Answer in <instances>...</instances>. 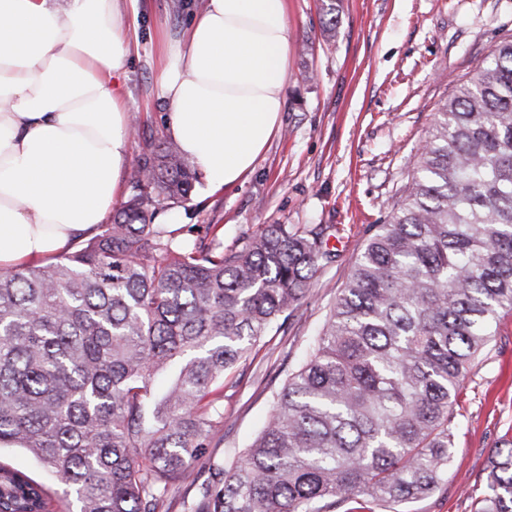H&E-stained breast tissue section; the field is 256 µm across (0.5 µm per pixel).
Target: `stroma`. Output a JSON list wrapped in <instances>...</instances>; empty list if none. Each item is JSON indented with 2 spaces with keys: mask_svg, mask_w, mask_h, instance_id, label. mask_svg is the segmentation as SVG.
Segmentation results:
<instances>
[{
  "mask_svg": "<svg viewBox=\"0 0 512 512\" xmlns=\"http://www.w3.org/2000/svg\"><path fill=\"white\" fill-rule=\"evenodd\" d=\"M339 6L332 33L322 23ZM205 0H131L132 56L122 78L130 109L129 154L165 137L158 86L159 35L181 38ZM294 32L282 124L253 172L209 192L195 182L181 202L183 225L220 224L224 247L267 224L326 225L333 258L286 325L268 333L224 377V421L207 457L233 461L259 431L274 395L294 370L343 288L369 225L385 223L412 174L439 103L504 38L512 0H289ZM460 428L448 480L406 512H475L470 489L486 481L488 459L512 439V312L503 313L457 401Z\"/></svg>",
  "mask_w": 512,
  "mask_h": 512,
  "instance_id": "obj_1",
  "label": "stroma"
}]
</instances>
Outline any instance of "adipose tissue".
Instances as JSON below:
<instances>
[{
	"label": "adipose tissue",
	"mask_w": 512,
	"mask_h": 512,
	"mask_svg": "<svg viewBox=\"0 0 512 512\" xmlns=\"http://www.w3.org/2000/svg\"><path fill=\"white\" fill-rule=\"evenodd\" d=\"M123 0H0V268L93 234L123 187L130 58ZM288 0H206L163 42L166 133L208 190L242 181L278 131Z\"/></svg>",
	"instance_id": "adipose-tissue-1"
}]
</instances>
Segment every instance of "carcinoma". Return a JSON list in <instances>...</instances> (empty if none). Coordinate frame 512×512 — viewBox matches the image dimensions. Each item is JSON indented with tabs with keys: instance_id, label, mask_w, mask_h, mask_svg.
Here are the masks:
<instances>
[{
	"instance_id": "1",
	"label": "carcinoma",
	"mask_w": 512,
	"mask_h": 512,
	"mask_svg": "<svg viewBox=\"0 0 512 512\" xmlns=\"http://www.w3.org/2000/svg\"><path fill=\"white\" fill-rule=\"evenodd\" d=\"M198 177L173 141L151 142L95 236L0 271V450L37 458L75 512H161L224 421V375L331 259L322 224H269L226 252L222 224L187 238L156 223ZM367 233L260 433L231 466L209 460L184 512H400L448 480L459 386L512 311V37L439 105ZM476 499L512 512V440ZM50 506L45 484L0 465V512Z\"/></svg>"
}]
</instances>
